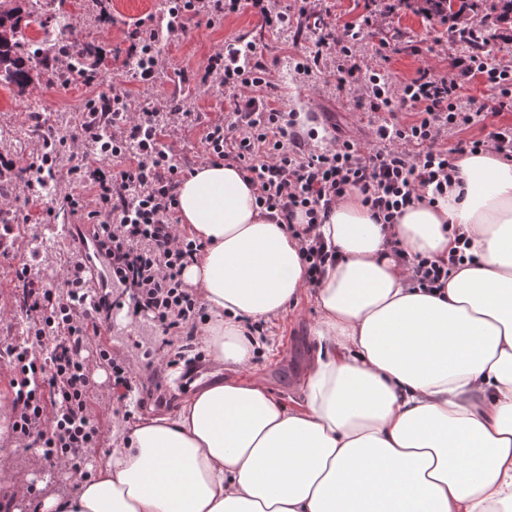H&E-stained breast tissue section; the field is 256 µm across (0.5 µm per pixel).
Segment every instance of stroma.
<instances>
[{"label": "stroma", "mask_w": 512, "mask_h": 512, "mask_svg": "<svg viewBox=\"0 0 512 512\" xmlns=\"http://www.w3.org/2000/svg\"><path fill=\"white\" fill-rule=\"evenodd\" d=\"M96 2L72 0L68 4L72 24L66 38L80 48L101 49L102 73L98 81L88 85L74 75L63 83L55 69L43 66L33 70L32 79L26 85H0L1 126L27 124L31 108L40 106L47 111H63L67 122L65 131L72 136L78 131L77 115L85 101L110 93L117 80V71L112 65L113 50L123 46L128 24L152 15L154 0H108L110 17L106 20L101 18ZM241 38L262 45L270 78L287 110L299 106L303 111L319 113L320 120L315 125L319 135L330 132L364 142L370 139L373 124L383 122V115L365 112L349 96L338 93L331 72L295 73L299 56L313 48L312 35L298 38L288 30L267 32L259 18L247 12L227 17L222 26L215 28L190 26L184 37L163 42L160 51L168 66L156 83L149 87L133 81L126 84L136 106L159 112L169 103L191 111V120L184 122L171 139L177 163L191 169L201 165V137L206 125L224 120L230 110L222 89L182 81L180 71L200 68L211 53ZM383 53L388 55V63H381L379 56ZM361 54L366 66L384 67L386 75L404 79L412 77L426 64L440 74L451 72L453 62L463 56L464 50L440 20H428L418 12L405 10L386 18L383 28L362 29ZM31 156V151H17L9 140L0 139V160L13 165L5 183L11 193L9 207L15 214H36L53 204L49 198L32 199L27 192V167ZM43 232V226H25L5 243L7 256L0 260L2 334L18 336L25 330L22 319L14 315V288L9 269L31 260L32 243ZM317 319L318 309L311 293H303L297 304L290 306L281 318L267 323V346L256 353L250 367L242 371V378L262 379L269 391L283 402L298 398L299 382L317 350L312 333ZM151 337L148 325L125 320L117 311L112 314L111 327L102 332L103 342L111 346L113 352L139 364L147 360ZM40 453L37 447L17 449L11 483L0 482V505L12 507L9 486L13 483L31 487L40 498L69 491L68 468H45Z\"/></svg>", "instance_id": "35a3bbf8"}]
</instances>
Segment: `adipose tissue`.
<instances>
[{
    "instance_id": "obj_1",
    "label": "adipose tissue",
    "mask_w": 512,
    "mask_h": 512,
    "mask_svg": "<svg viewBox=\"0 0 512 512\" xmlns=\"http://www.w3.org/2000/svg\"><path fill=\"white\" fill-rule=\"evenodd\" d=\"M447 193L372 219L350 194L320 224L340 257L306 282L300 240L263 214L235 167L178 186L181 227L205 250L184 273L210 317L216 363L250 367L246 320L283 316L304 291L319 351L288 406L264 385H200L176 414L124 433L45 512H512V160L460 159ZM473 262L414 287L393 252Z\"/></svg>"
}]
</instances>
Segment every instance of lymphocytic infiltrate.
Here are the masks:
<instances>
[{
    "mask_svg": "<svg viewBox=\"0 0 512 512\" xmlns=\"http://www.w3.org/2000/svg\"><path fill=\"white\" fill-rule=\"evenodd\" d=\"M245 11L260 16L272 32H312L314 49L300 59L298 72L332 67L337 91L351 94L371 112L394 117L376 128L369 143L337 135L318 149L281 104L257 43L227 45L209 55L203 72L193 73L200 84L222 87L231 107L227 121L211 123L204 131L207 162L238 168L256 191V205L270 216L291 224L304 215L300 254L309 281H317L336 256L314 229L348 194H360L372 218L390 225L406 207L447 190L455 155L490 151L512 158L511 125L492 128L482 139L445 143L448 133L512 108L511 62L487 63L468 54L448 75L425 66L401 82L376 72L366 76L359 31L326 24L318 0H294L284 10L275 0H169L168 37L179 38L191 20L213 28L227 15ZM475 78L493 91L485 102L464 96L466 82ZM99 105V111L84 113L71 143L44 125L30 163L37 177L27 189L36 197L45 182L64 177L63 202L82 212L97 253L112 266L113 281L131 288L134 314L156 331L148 366L159 378L178 364L190 368L204 358L195 339L206 311L183 272L205 245L190 238L174 218L185 172L174 164L166 142L170 128L161 125L157 113L137 111L121 86ZM403 111L411 113L410 122L396 121ZM91 152L118 158L120 164L90 166L83 157ZM42 265L35 257L13 268L16 312L27 329L22 339H0V360L14 373L11 431L22 447L39 444L48 467L64 465L77 472L104 437L97 406L128 421L163 396L155 390L136 392L135 369L101 343L112 304L106 293L89 292V268L69 258L60 261L61 286L53 289L38 273ZM176 339L183 350L173 355L169 348ZM101 371L106 374L102 381L97 378Z\"/></svg>",
    "mask_w": 512,
    "mask_h": 512,
    "instance_id": "f902f5d3",
    "label": "lymphocytic infiltrate"
}]
</instances>
